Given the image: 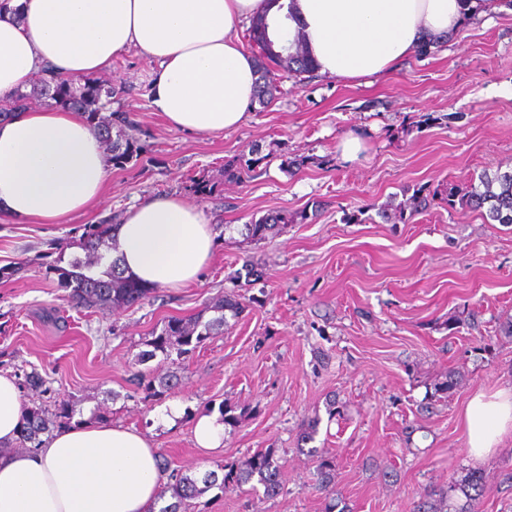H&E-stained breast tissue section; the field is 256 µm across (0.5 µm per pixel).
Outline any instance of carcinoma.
I'll return each mask as SVG.
<instances>
[{
    "label": "carcinoma",
    "instance_id": "carcinoma-1",
    "mask_svg": "<svg viewBox=\"0 0 512 512\" xmlns=\"http://www.w3.org/2000/svg\"><path fill=\"white\" fill-rule=\"evenodd\" d=\"M269 22L266 14H258L250 19L247 28L249 41L258 49L255 59L259 73L258 90L255 101L267 104L276 90V72L288 71L299 79L315 76L316 66L304 51L300 42L290 46H275L268 34ZM37 88L32 92H19L10 102L0 106V115L13 112L38 98L50 102L57 108L70 109L81 113L95 134L102 140L115 167L137 161L145 153L140 138L133 135L137 123L133 113L122 109H112L114 90L100 78H86L74 82L70 78L56 76L36 81ZM431 205L446 206L478 211L491 224H512V170L486 173L479 179V185L462 191L450 186L442 191L434 190L422 195L417 189L411 196V203L403 204L393 213V218L401 223L420 209ZM288 223V217L269 214L252 224L244 225L245 238L262 241L276 231L279 225ZM111 220L92 224L76 241L82 255L75 256L68 267L53 262L49 271L57 274L59 287L65 289L70 303L87 309H122L137 304L152 293L153 288L124 274L118 259L102 266V249L117 247ZM243 306L236 295L227 294L222 303L214 308L217 316L210 319L200 313L190 319L173 318L154 334L149 341L153 350L147 353L152 358L161 353L163 359H180L195 351L206 340L224 333L227 317L236 318ZM457 378L453 374L433 385V398H447L453 393ZM72 404L60 400L51 410H26L23 415L19 447L26 450L38 448L43 442L41 436L54 428H60L72 419ZM283 463L271 448L255 452L245 464H226L220 467L223 475L215 471L204 474L198 480L190 475L176 473L175 482L169 485L172 498L176 502L160 508L159 512H180L183 501L194 499L213 487L226 492L240 489L249 484L251 489L263 487L268 497L278 495L282 489L281 473ZM314 490L325 495L324 512H350L345 499L336 493V460L331 456H318L315 465ZM490 491L486 476L480 469H469L461 479L443 488H429L420 494L412 512H479L480 505Z\"/></svg>",
    "mask_w": 512,
    "mask_h": 512
}]
</instances>
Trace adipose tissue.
<instances>
[{
	"instance_id": "ef3b65f1",
	"label": "adipose tissue",
	"mask_w": 512,
	"mask_h": 512,
	"mask_svg": "<svg viewBox=\"0 0 512 512\" xmlns=\"http://www.w3.org/2000/svg\"><path fill=\"white\" fill-rule=\"evenodd\" d=\"M467 10L465 0H0V99L48 70L101 76L133 51L150 62L148 97L171 126L231 131L254 93V60L238 34L253 16L267 15L275 44L301 39L317 74L361 80L455 31ZM108 173L80 113L28 108L0 119V216L60 223L99 200ZM116 242L129 274L169 288L196 281L215 246L201 208L176 195L131 207ZM22 415L14 377L0 372V512H157L163 481L145 434L84 418L20 452ZM461 424L482 460L512 432V387L474 394Z\"/></svg>"
}]
</instances>
